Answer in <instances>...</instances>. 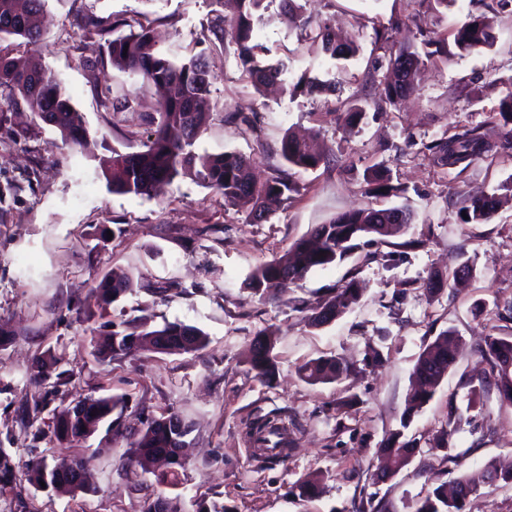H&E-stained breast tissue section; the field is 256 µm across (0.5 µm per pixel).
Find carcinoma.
<instances>
[{"label": "carcinoma", "instance_id": "obj_1", "mask_svg": "<svg viewBox=\"0 0 512 512\" xmlns=\"http://www.w3.org/2000/svg\"><path fill=\"white\" fill-rule=\"evenodd\" d=\"M265 0H236L237 16L232 20V38L243 62L245 72L253 85L261 88L279 84L291 96L312 94L326 87V83L309 73L288 82V65L282 61L271 63L261 57L263 47L253 43L254 22L261 18ZM283 14L289 23L303 28L310 25L303 14L299 0H281ZM46 0H0V37L15 36L24 39V45L37 52L40 48V29L36 18L45 7ZM83 29L93 32L105 40L106 52L112 65L122 68L139 78L141 88L157 93L163 104L160 121L151 134L146 150L133 153L112 151L106 161L104 175L114 194H133L149 198L163 195L166 188L179 176L191 175L195 180L224 197L229 206L248 209V221L255 224L257 217L269 214L267 201L288 199L294 191L288 173H276L264 183L253 179V158L237 152L218 155L200 154L196 142L204 131L210 117L207 97L214 80L203 59L191 57L176 61L160 52L153 42L149 30L108 38L115 27L89 17ZM322 49L333 60H346L355 53V48L336 42L328 25L317 28ZM455 42L459 47L474 51L493 43L492 23L485 17H468L456 29ZM13 48L0 45V88L9 90L8 105L24 104L44 124L53 127L62 142L73 149L84 150L89 144L82 113L72 105L60 82L47 69L16 67L11 54ZM398 81L384 88L386 102L411 93L418 80L421 56L416 52H400L389 60ZM499 120L503 122L504 143L512 146V94L501 101ZM496 144L487 141L476 129L456 134L431 147L434 161L440 166L456 167L484 153L493 151ZM281 157L288 168L303 170L316 168L324 155L312 145L294 137H286L281 146ZM365 180L376 182L388 192H398L390 184L388 170L383 167L367 169ZM497 201L493 196L469 197L464 200L462 210L467 214L465 224H483L496 211ZM412 213L404 208L357 210L343 213L326 224H319L309 234L295 240L279 257L258 267L249 277L246 288L262 298H271L274 293L303 278L317 267H325L343 260L357 247V241L370 238L386 241V238L405 232L411 223ZM135 288L129 276L103 277L96 285L103 304L109 305ZM362 289L355 280L348 281L336 294L323 303L310 317L311 325L325 324L319 312L329 310L339 318L358 302ZM110 330L90 332V343L94 355L102 362H112L133 356L141 350L157 346L158 338L164 337L167 345L161 352L191 353L205 347L206 335L197 327L182 323H166L160 328L140 320L112 322ZM267 342L265 351L251 348L250 366L262 382L269 381L274 372L273 340L271 335H262ZM458 338L451 331L441 332L419 355L413 375L420 383L410 392L406 400L404 419H409L433 397L443 376L457 362ZM489 364L484 375L466 380L468 386H478L482 391H494L499 401L512 405V339L490 336L480 349ZM350 372V367L337 357H321L307 362L301 368L303 378L311 383L339 382ZM125 400L118 396L85 397L76 401L80 410L70 406L53 414L52 435L59 445L80 442L92 436L101 426L112 435V441H124L129 445L126 461L146 464L160 452L177 447L185 440L190 430L183 425L180 430L165 428L151 419L143 428L133 432L125 424L123 408ZM286 427L264 421L251 432L260 448H267L268 436L282 435ZM420 449L410 442L400 443L396 436L386 439L380 456L386 460L408 459ZM80 475L63 476L59 486L73 492L91 489L88 474L91 459H77ZM49 468L46 458H31L22 466V475L32 486L41 487L43 472ZM497 481L512 484V470H501L489 461L479 470L466 471L452 485L442 484L419 502L415 512H464L466 499L485 485Z\"/></svg>", "mask_w": 512, "mask_h": 512}]
</instances>
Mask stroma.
I'll return each mask as SVG.
<instances>
[{
  "mask_svg": "<svg viewBox=\"0 0 512 512\" xmlns=\"http://www.w3.org/2000/svg\"><path fill=\"white\" fill-rule=\"evenodd\" d=\"M305 9L356 54L330 59L308 30L285 23L280 0H267L256 42L270 59L288 62L293 76L308 71L333 84L293 97L257 92L232 41L211 33L216 14L233 17V0L217 12L209 0H47L35 57L83 113L90 148L80 153L61 144L26 107H9L0 89V185L19 186L0 204V327L10 333L0 345V448L16 464L34 455L53 465L91 457L93 489H37L20 474L0 475V512H145L160 496L169 512H353L363 500L382 512H415L420 499L462 470L493 458L512 464V406L462 385L463 377L488 369L478 352L485 337L512 336V320L497 316L512 301V150L500 149L496 118L512 92V0H454L442 12L433 0H308ZM471 15L491 20L492 46L457 47L456 29ZM87 16L127 20L134 32L148 27L174 60L205 58L215 79L198 152L249 155L260 181L282 168L281 142L291 134L313 137L327 161L292 169L294 192L259 224L189 176L159 198L113 194L100 159L142 151L161 107L130 72L88 66L102 48L78 28ZM385 30L392 33L386 45L377 39ZM427 35L445 51L425 58L415 91L393 106L369 103L393 79L389 56L422 51ZM126 95L131 107L113 111V100ZM355 101L365 102L366 114L350 127L340 114ZM237 113L253 117L256 132H243ZM476 126L497 151L456 167L434 164L431 145ZM377 164L400 194L370 191L363 173ZM485 194L501 198L493 218L462 223V199ZM393 206L414 214L404 234L311 270L274 300L244 289L258 266L311 227L352 210ZM464 262L471 274L454 278ZM113 272L131 275L137 286L106 307L94 288ZM436 273L448 285L432 294L426 283ZM352 279L363 287L358 304L329 325L310 326L315 309ZM140 318L197 327L208 344L195 353L145 352L111 363L93 356L92 328ZM447 329L462 341L457 364L429 403L404 418L417 358ZM264 330L276 340L268 383L249 364L251 342ZM48 350L72 374L49 397L30 381L36 358ZM331 356L350 365L347 379L312 384L301 377L305 362ZM100 395L124 397L130 429L174 413L190 426L178 485H160L153 468L127 464L124 443L104 433L70 448L36 436L73 399ZM41 396L48 405L32 428L23 410ZM453 406L468 410L473 424L449 429ZM259 416L284 419L291 441L284 462L265 463L250 442L246 426ZM392 432L421 452L381 480L378 450ZM447 444L464 452L462 466L445 459ZM317 475L314 497L292 494L298 481Z\"/></svg>",
  "mask_w": 512,
  "mask_h": 512,
  "instance_id": "obj_1",
  "label": "stroma"
}]
</instances>
